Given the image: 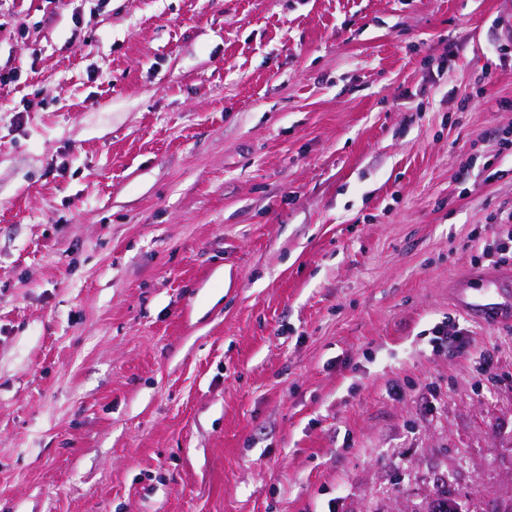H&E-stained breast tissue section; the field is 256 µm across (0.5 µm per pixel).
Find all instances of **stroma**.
<instances>
[{
    "instance_id": "stroma-1",
    "label": "stroma",
    "mask_w": 512,
    "mask_h": 512,
    "mask_svg": "<svg viewBox=\"0 0 512 512\" xmlns=\"http://www.w3.org/2000/svg\"><path fill=\"white\" fill-rule=\"evenodd\" d=\"M509 24L0 0V512H501ZM476 273H470L458 280L457 292L461 303L472 313H478L480 318L486 322H499L508 318V310L505 309L510 304V292L505 287L508 283L498 280H489L495 285V288H486L481 294H475L468 291L466 284ZM434 331L433 348L438 350H453L457 349L461 342L462 333L455 325L441 323Z\"/></svg>"
}]
</instances>
